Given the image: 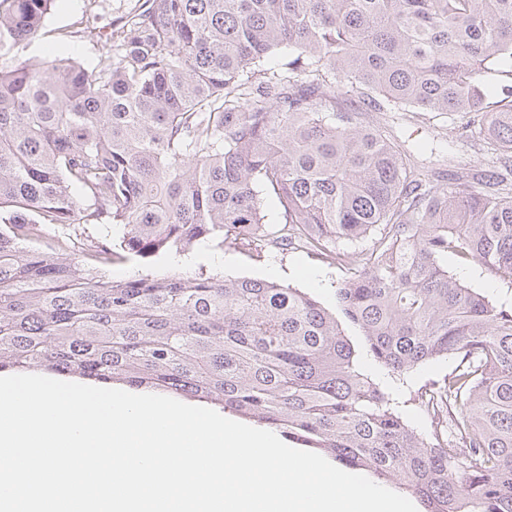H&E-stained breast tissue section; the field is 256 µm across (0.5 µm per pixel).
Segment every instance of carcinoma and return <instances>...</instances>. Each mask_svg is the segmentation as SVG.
<instances>
[{"label":"carcinoma","instance_id":"carcinoma-1","mask_svg":"<svg viewBox=\"0 0 512 512\" xmlns=\"http://www.w3.org/2000/svg\"><path fill=\"white\" fill-rule=\"evenodd\" d=\"M58 0H0V58ZM95 72L0 64V371L40 368L203 399L423 512H512V308L462 286L453 255L512 284V0H144ZM421 122L466 119L487 169L439 183L333 89ZM81 194H76V191ZM277 200L270 225L264 200ZM49 224L118 228L80 262ZM351 258L341 241L374 230ZM268 241L344 268L329 309L262 279L114 280L124 254ZM358 330L352 340L342 325ZM389 377L452 356L412 428ZM143 390H146L148 392H151V393H156V394H160V395H165V396H168V397H171V398H174L176 400H182V401H188V402H194V403H198V404H202V405H205V406H209L211 407L213 410L217 411L218 413L224 415L225 417H229L235 421H238V422H241V423H244V424H247V425H250L252 427H255V428H258V429H263V430H267V431H272L270 428L266 427L265 425H262V424H258V423H254V422H249V421H245L241 418H239L238 416L236 415H233L231 413H228V412H223V410L219 407H215V406H211V405H208L206 403H203V402H199V401H195V400H190V399H187L183 396H180V395H177V394H174L172 392H166V391H155V390H147V389H143ZM224 413V414H223ZM273 433H275L277 436H279L281 438V440L286 443L287 445L291 446V447H294V448H297V449H302V450H307V451H312V452H315V453H318L320 455H322L324 458H326L328 461H330L331 463L333 464H336V466H339V467H342L348 471H351L353 473H356V474H361V475H368L372 478H374L375 480L377 481H380L382 482L383 484L389 486L390 488L393 489L394 492L396 493H399L405 497H407L409 500L412 501V503L416 506L417 508V512H421L423 511V508L421 507L420 503L414 498L412 497L411 495L405 493V491H403L401 488H399V485L396 484L395 481L393 480H383V479H378L376 476H374L371 472H368L366 470H353V469H348V468H345L343 467L342 465H340L335 459H333V457L321 452V451H318V450H315L313 448H299L297 447L296 445H294L292 442H289L288 439L284 438L283 436L279 435L278 433L272 431Z\"/></svg>","mask_w":512,"mask_h":512}]
</instances>
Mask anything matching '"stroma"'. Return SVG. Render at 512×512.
I'll return each mask as SVG.
<instances>
[{
  "mask_svg": "<svg viewBox=\"0 0 512 512\" xmlns=\"http://www.w3.org/2000/svg\"><path fill=\"white\" fill-rule=\"evenodd\" d=\"M138 5V0H59L48 14L40 36L15 48L10 59L20 64L47 61L63 54L79 61L86 70H95L100 59L115 51L107 37L113 20L127 15ZM337 101L342 108L360 112L367 123L386 125L411 161L435 172L443 183L455 182L463 172L483 166L482 152L463 145L458 139L463 126L459 116L441 115L423 123L411 113L395 119L372 104L355 102L342 95ZM186 257L187 264L176 266L166 255L149 259L129 255L114 263L110 273L113 279L122 280L137 274L162 276L203 268L227 278L265 279L297 288L328 308L336 303V286L343 277L336 266L303 249L282 251L269 245L257 251L228 245L216 250L200 245L188 251ZM448 270L463 285L486 292L496 303L512 305V285L493 281L480 265L452 260ZM456 365L454 358L443 357L420 365L395 381L393 391L400 410L419 432L429 431L430 419L425 407L415 399L417 392L432 380L451 373Z\"/></svg>",
  "mask_w": 512,
  "mask_h": 512,
  "instance_id": "stroma-1",
  "label": "stroma"
}]
</instances>
